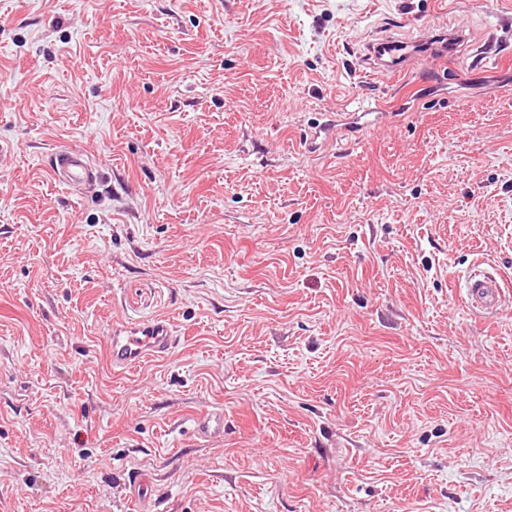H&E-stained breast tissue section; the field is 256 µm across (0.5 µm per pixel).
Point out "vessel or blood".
Masks as SVG:
<instances>
[{"label":"vessel or blood","instance_id":"1","mask_svg":"<svg viewBox=\"0 0 512 512\" xmlns=\"http://www.w3.org/2000/svg\"><path fill=\"white\" fill-rule=\"evenodd\" d=\"M420 42L410 40L389 41L387 57L380 67L383 71H397L419 54ZM50 169L56 183L80 192L91 188L98 180L86 152L64 148L54 153ZM471 310L485 315L495 313L504 301V290L495 276L478 271L471 274L464 286ZM176 342L170 322L157 319L147 323H115L108 336V360L113 369H130L143 360L168 354ZM196 433L203 438L223 435L224 416L208 413L196 422Z\"/></svg>","mask_w":512,"mask_h":512}]
</instances>
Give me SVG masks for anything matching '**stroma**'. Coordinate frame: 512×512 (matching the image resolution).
Returning a JSON list of instances; mask_svg holds the SVG:
<instances>
[{"instance_id": "stroma-1", "label": "stroma", "mask_w": 512, "mask_h": 512, "mask_svg": "<svg viewBox=\"0 0 512 512\" xmlns=\"http://www.w3.org/2000/svg\"><path fill=\"white\" fill-rule=\"evenodd\" d=\"M0 141V512H512V0H0ZM388 42L386 51L387 59L382 60L379 56L373 55V44L367 47L368 55L374 56L379 61L381 70L383 71H398L403 68L414 56L419 54L420 48L428 46L432 51L437 52L438 42L422 44L418 41L410 40H387ZM50 169L55 182L71 191L83 192L98 181L89 156L74 148H63L55 152ZM463 290L470 309L485 315L495 313L505 298L498 279L481 271L467 278ZM166 319L147 323H112L108 338V360L114 370H127L143 360L163 357L177 340ZM195 430L203 438L224 436V413H206L197 420ZM145 482L146 479L139 476H136L133 478V480H131L128 486L130 488V503L139 512H157L158 509H155L156 503L150 501V499L146 498L142 493Z\"/></svg>"}]
</instances>
